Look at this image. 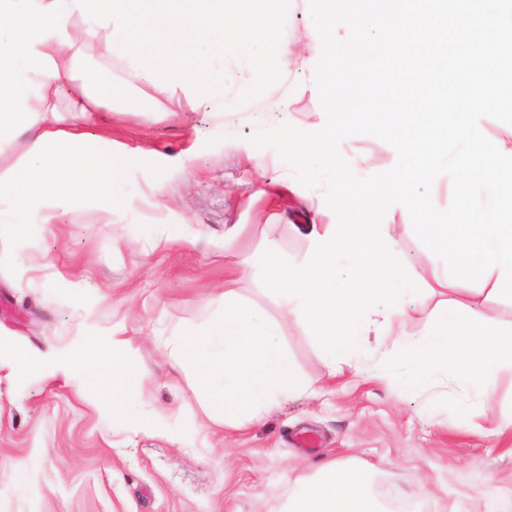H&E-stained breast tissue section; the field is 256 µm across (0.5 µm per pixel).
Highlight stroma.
<instances>
[{
  "label": "stroma",
  "mask_w": 512,
  "mask_h": 512,
  "mask_svg": "<svg viewBox=\"0 0 512 512\" xmlns=\"http://www.w3.org/2000/svg\"><path fill=\"white\" fill-rule=\"evenodd\" d=\"M281 8L298 59L318 58L305 0ZM82 68L116 86L129 73L100 42L85 46ZM224 84L236 103L221 116L204 104L152 112L132 96L110 127L88 123L89 137L128 154L127 204L108 213L90 201L48 231L0 239V512H283L292 486L333 461L368 468L378 500L392 488L413 512H487L492 499L512 498L511 371L476 399L448 386L441 405L350 369L330 376L305 322L262 285L266 250L302 265L309 242L297 225L336 217L312 211L323 188L288 190L294 174L274 149H264L261 170L243 149L282 122L320 127L324 111L306 68L262 89L252 68L231 65ZM339 150L372 175L392 167L391 145L371 135ZM274 172L283 185L270 184ZM383 221L405 268L427 275L437 257L410 215L394 205ZM164 224L177 241H161ZM228 288L280 318L298 371L322 387L238 429L225 427L172 357L178 334L220 314ZM108 333L126 341L142 377L143 422L103 410L93 381L15 372L18 357ZM19 467L29 474L23 490L13 480Z\"/></svg>",
  "instance_id": "stroma-1"
}]
</instances>
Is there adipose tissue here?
Masks as SVG:
<instances>
[{
	"instance_id": "obj_1",
	"label": "adipose tissue",
	"mask_w": 512,
	"mask_h": 512,
	"mask_svg": "<svg viewBox=\"0 0 512 512\" xmlns=\"http://www.w3.org/2000/svg\"><path fill=\"white\" fill-rule=\"evenodd\" d=\"M250 0H0V150L23 142L26 160L0 174V224L23 234L45 228L59 213L95 198L104 210L127 198L126 157L83 131L94 115L116 110V98L76 70L84 44L103 41L108 56L127 58L124 94L153 92L156 111L205 102L221 113L234 103L221 62L254 63L268 33L265 16L250 17ZM69 103L61 105L60 91ZM124 340L93 336L63 359H19L26 376L44 369L76 378L96 356L112 359V392L101 405L136 421L141 378L122 355ZM287 512H385L366 468L332 463L320 477L299 481Z\"/></svg>"
}]
</instances>
